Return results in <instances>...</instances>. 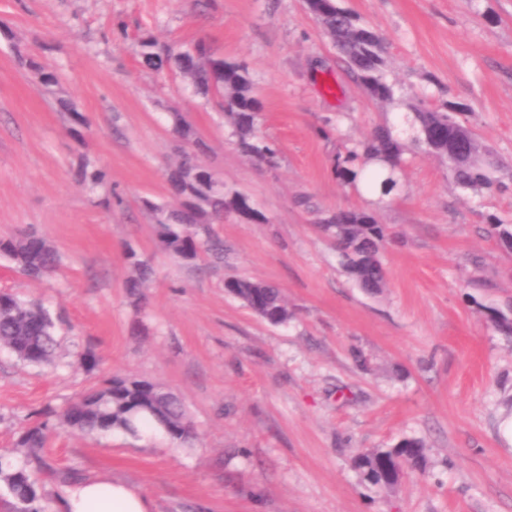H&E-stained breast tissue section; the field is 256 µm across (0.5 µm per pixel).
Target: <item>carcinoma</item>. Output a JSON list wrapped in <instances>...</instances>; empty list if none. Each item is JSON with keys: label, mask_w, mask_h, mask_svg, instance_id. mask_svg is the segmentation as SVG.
Returning a JSON list of instances; mask_svg holds the SVG:
<instances>
[{"label": "carcinoma", "mask_w": 512, "mask_h": 512, "mask_svg": "<svg viewBox=\"0 0 512 512\" xmlns=\"http://www.w3.org/2000/svg\"><path fill=\"white\" fill-rule=\"evenodd\" d=\"M341 54L347 69L365 88L372 100L382 105L396 101V82L389 79L383 39L337 0H318L311 10ZM141 63L154 70L169 68L196 93L218 100L230 135L238 149L270 169L279 165V149L262 131L263 103L255 91L249 66L242 60L214 55L198 40L174 50L159 44L151 34L139 38ZM410 142L418 150L433 154L448 165L455 185L462 189L506 191L509 186L496 176L497 166L477 136L457 121L463 107L448 101L433 103L424 97L409 105ZM402 139L389 125L376 127L363 142L336 155L334 173L341 183L354 189L367 186L385 196L397 186L396 173L403 165ZM169 182L179 198L176 207L143 200L154 219L155 232L163 250L192 263L206 254L214 260L224 258V246L212 238L210 225L224 220V211L251 214V220L265 217L238 193L228 192L224 182L213 179L195 150H184L169 173ZM488 233L501 244L512 247V224L488 216ZM319 229L336 244L346 272L359 288L379 294L387 286L381 249L388 229L373 209H343L319 218ZM0 256L7 257L24 275L41 278L56 268L58 254L45 238L35 234L0 239ZM129 276L126 288L129 302L138 307L145 299L144 288L152 269L132 246H127ZM245 307L257 309L271 325H283L292 318L279 288L246 278H237L231 291ZM489 321L504 334L512 335V318L496 309L489 310ZM55 323L48 310L26 303L18 296L0 291V348L28 364L51 362L58 343ZM60 426L87 435L114 431L141 435L151 427L172 441L192 446L197 435L181 401L163 387L140 379L114 377L94 386L70 402L63 410H50ZM47 438V424L39 422L22 436L19 445L28 455L37 456ZM427 453L422 441L405 438L391 448H367L354 459L361 479L373 487L390 492L396 486L381 480L380 472L392 465L406 473L426 472ZM3 480L13 499V512H41L35 482L23 468L0 465Z\"/></svg>", "instance_id": "obj_1"}]
</instances>
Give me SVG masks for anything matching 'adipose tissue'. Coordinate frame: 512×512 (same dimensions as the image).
I'll return each mask as SVG.
<instances>
[{"label": "adipose tissue", "instance_id": "1", "mask_svg": "<svg viewBox=\"0 0 512 512\" xmlns=\"http://www.w3.org/2000/svg\"><path fill=\"white\" fill-rule=\"evenodd\" d=\"M56 512H152L151 501L140 490L106 474L61 486Z\"/></svg>", "mask_w": 512, "mask_h": 512}]
</instances>
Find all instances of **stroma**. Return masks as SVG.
Instances as JSON below:
<instances>
[{
	"mask_svg": "<svg viewBox=\"0 0 512 512\" xmlns=\"http://www.w3.org/2000/svg\"><path fill=\"white\" fill-rule=\"evenodd\" d=\"M342 5L386 40L402 104L367 96L303 0H0V238L32 231L60 255L41 280L0 257V290L61 317L57 364L0 349V460L26 468L44 512L65 480L101 473L154 512H512V336L486 317L512 307V252L484 232L489 215L512 220V191H462L420 151L385 198L333 172L337 152L376 125L406 129L407 101L425 94L464 104L458 121L512 182V0ZM147 33L249 63L278 168L236 149L215 101L140 65ZM175 112L204 143L203 162L265 217L226 213L213 227L219 262L162 250L142 205L172 200ZM86 169L105 183L84 184ZM362 207L391 233L377 295L315 227L321 212ZM130 246L154 270L141 310L126 294ZM231 277L279 286L293 319L259 318L226 292ZM115 376L177 394L195 446L62 430L26 459L16 442L42 409ZM404 438L425 442L426 473L393 494L361 483L358 451Z\"/></svg>",
	"mask_w": 512,
	"mask_h": 512,
	"instance_id": "stroma-1",
	"label": "stroma"
}]
</instances>
